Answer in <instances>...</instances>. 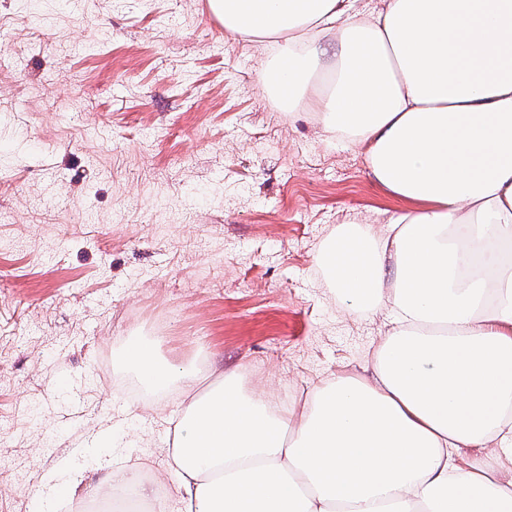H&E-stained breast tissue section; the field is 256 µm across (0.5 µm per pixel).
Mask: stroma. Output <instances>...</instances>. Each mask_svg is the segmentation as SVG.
I'll list each match as a JSON object with an SVG mask.
<instances>
[{
  "label": "stroma",
  "instance_id": "1",
  "mask_svg": "<svg viewBox=\"0 0 512 512\" xmlns=\"http://www.w3.org/2000/svg\"><path fill=\"white\" fill-rule=\"evenodd\" d=\"M271 51L207 0H0V512L70 470L164 473L179 415L250 366L300 404L373 380L392 312L345 310L318 256L409 203L279 110ZM134 339L196 375L151 416L104 377L138 378Z\"/></svg>",
  "mask_w": 512,
  "mask_h": 512
}]
</instances>
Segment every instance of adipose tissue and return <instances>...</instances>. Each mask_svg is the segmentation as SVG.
<instances>
[{"instance_id": "obj_1", "label": "adipose tissue", "mask_w": 512, "mask_h": 512, "mask_svg": "<svg viewBox=\"0 0 512 512\" xmlns=\"http://www.w3.org/2000/svg\"><path fill=\"white\" fill-rule=\"evenodd\" d=\"M226 35L269 40L260 84L364 148L419 210L344 224L322 259L352 307H391L373 381L317 388L294 418L228 378L176 426L171 512H512V0H208ZM336 76L328 89L317 78ZM124 360L171 379L144 342ZM475 457L484 458L490 462L497 463L506 472H512V461L501 456L497 442L487 443L481 448H463L456 457V463L466 465Z\"/></svg>"}]
</instances>
